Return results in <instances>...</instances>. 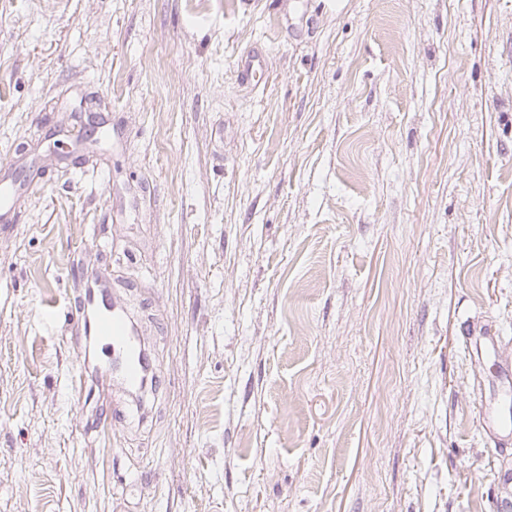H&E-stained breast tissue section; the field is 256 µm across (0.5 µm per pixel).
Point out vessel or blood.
<instances>
[{
    "instance_id": "1",
    "label": "vessel or blood",
    "mask_w": 512,
    "mask_h": 512,
    "mask_svg": "<svg viewBox=\"0 0 512 512\" xmlns=\"http://www.w3.org/2000/svg\"><path fill=\"white\" fill-rule=\"evenodd\" d=\"M267 55L259 49L244 54L238 63V78L246 82L263 72ZM71 321L85 324L90 335L96 336L124 359V370L118 376L117 386L127 392L140 390L143 379V362L147 355L141 339H138L133 323L117 306L101 283L88 285L85 299L79 308L72 311ZM466 345L477 358H493L499 368V379L505 389L502 401L512 400V351L508 350L501 336L487 331L479 336H470ZM486 434L500 444L512 442V421L504 420L499 410L485 408L482 412Z\"/></svg>"
}]
</instances>
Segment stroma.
<instances>
[{"label":"stroma","mask_w":512,"mask_h":512,"mask_svg":"<svg viewBox=\"0 0 512 512\" xmlns=\"http://www.w3.org/2000/svg\"><path fill=\"white\" fill-rule=\"evenodd\" d=\"M29 162L0 222V512L512 497L463 341L512 345V0H0V179ZM99 272L151 358L139 401L46 318ZM267 64V54L253 49L244 54L238 63V78L241 82L253 79L256 74L263 73Z\"/></svg>","instance_id":"stroma-1"}]
</instances>
